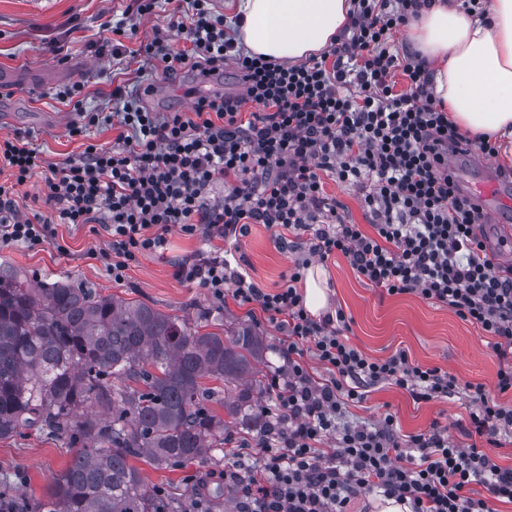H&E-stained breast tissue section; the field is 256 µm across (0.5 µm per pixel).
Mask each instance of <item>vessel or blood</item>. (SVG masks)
<instances>
[{
	"mask_svg": "<svg viewBox=\"0 0 512 512\" xmlns=\"http://www.w3.org/2000/svg\"><path fill=\"white\" fill-rule=\"evenodd\" d=\"M448 168L459 188L479 201L484 218L499 221L512 238V183L502 182L475 151L450 158Z\"/></svg>",
	"mask_w": 512,
	"mask_h": 512,
	"instance_id": "obj_1",
	"label": "vessel or blood"
}]
</instances>
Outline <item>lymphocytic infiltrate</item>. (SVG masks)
Instances as JSON below:
<instances>
[{
    "label": "lymphocytic infiltrate",
    "instance_id": "1",
    "mask_svg": "<svg viewBox=\"0 0 512 512\" xmlns=\"http://www.w3.org/2000/svg\"><path fill=\"white\" fill-rule=\"evenodd\" d=\"M189 4L190 22L171 13L155 26L147 63L168 78L184 69L209 77L230 62L240 93L203 96L190 111L160 116L116 86L119 148L91 144L61 164L22 137H1L9 177L0 181V244H50L57 224H95L108 237L96 258L120 283L139 255L165 249L174 227L209 243L246 236L254 224L273 230L283 246L308 236L307 256L295 259L273 291L228 272L220 256L174 264L180 281L206 288L215 302L229 295L257 306L287 344L283 365L268 378L266 427L239 445L237 463L224 471L237 512H346L373 492L410 512H495L493 501L512 503V469L478 443L512 430V406L470 386L476 440L466 445L449 442L437 424L399 438L390 414L371 426L343 423L347 406L369 387L394 385L419 403L449 397L458 380L403 350L367 357L350 344L343 310L314 316L298 289L311 258L342 254L388 294H418L494 336L495 389L512 392V267H494L480 208L448 172L451 154L493 158L499 147L491 135L462 133L434 97L427 69L394 53L392 33L415 17L416 0H354L339 42L294 65L250 55L207 0ZM175 33L190 49L171 50ZM398 70L409 82L399 94L392 83ZM38 173L51 219L17 210V187ZM328 176L355 189L367 226L351 222L347 206L326 193ZM217 183L226 194L212 204ZM308 355L324 377L311 374ZM330 438L334 448L324 449ZM473 483L483 494H471Z\"/></svg>",
    "mask_w": 512,
    "mask_h": 512
}]
</instances>
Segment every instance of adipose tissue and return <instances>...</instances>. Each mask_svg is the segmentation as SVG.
<instances>
[{"mask_svg": "<svg viewBox=\"0 0 512 512\" xmlns=\"http://www.w3.org/2000/svg\"><path fill=\"white\" fill-rule=\"evenodd\" d=\"M406 38L431 68L448 117L472 135L512 137V0H488L486 18L453 0H417ZM351 0H240L237 37L253 54L296 64L335 42Z\"/></svg>", "mask_w": 512, "mask_h": 512, "instance_id": "obj_1", "label": "adipose tissue"}]
</instances>
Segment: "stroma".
Masks as SVG:
<instances>
[{"label":"stroma","mask_w":512,"mask_h":512,"mask_svg":"<svg viewBox=\"0 0 512 512\" xmlns=\"http://www.w3.org/2000/svg\"><path fill=\"white\" fill-rule=\"evenodd\" d=\"M130 0H0V71L22 79H35L33 88L0 90V109L10 114L8 124H0V137L21 135L54 163L80 158L88 144L112 147L118 128L101 125L86 135L69 136L68 127L78 121L72 106L57 99L63 87L82 83L80 97L86 110L106 114L120 111L113 100L116 85L137 79V63L114 59L112 27L122 20ZM162 96L144 97V105L162 114L189 110L199 96L220 88L225 93L238 91L233 66L207 78L184 70L170 79L154 73ZM59 243L36 248L0 245V264L16 269L30 280L48 283L68 279L129 301L144 302L155 309L191 318L205 310L222 321L225 328L241 323L256 327L266 338L268 350L264 364L282 365L281 335L260 311L250 310L233 298L223 304L211 301L206 289L188 285L173 275V261L197 262L206 259L210 248L201 239L171 229L164 253L140 256L122 283L113 282L104 265L91 258V251L103 248L106 235L94 234L85 226L61 224ZM224 257L234 271H247L264 288L281 285L296 257L307 251L305 241H297L291 251L279 247L272 230L251 225L248 235L226 243ZM332 295V307L342 308L350 321V343L367 356L384 359L396 350H405L412 361L437 367L454 375L460 388L451 397L432 402H415L394 385L371 388L365 399L348 408L349 422L372 423L385 413L397 420L398 435L430 431L433 424L446 426L449 441L464 445L470 426L472 406L466 385H483L494 392L499 361L494 352V337L480 326L460 319L447 307L415 294L390 295L366 279L358 277L343 255L323 264ZM73 454L67 440L48 439L25 430L10 439H0V474L22 470L25 480L19 491L24 497H40L66 468ZM235 460V449L224 446L206 461L177 468H156L139 460L135 466L150 488L165 487L192 502L201 483L211 474L223 473Z\"/></svg>","instance_id":"stroma-1"}]
</instances>
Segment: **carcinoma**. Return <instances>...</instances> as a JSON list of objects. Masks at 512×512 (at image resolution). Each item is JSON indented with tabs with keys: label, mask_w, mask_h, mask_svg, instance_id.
I'll use <instances>...</instances> for the list:
<instances>
[{
	"label": "carcinoma",
	"mask_w": 512,
	"mask_h": 512,
	"mask_svg": "<svg viewBox=\"0 0 512 512\" xmlns=\"http://www.w3.org/2000/svg\"><path fill=\"white\" fill-rule=\"evenodd\" d=\"M210 326L205 313L191 321L68 280L35 286L1 267L0 439L35 430L77 448L14 512H182L131 461L202 462L233 430L265 424L255 404L263 337L246 324L227 337ZM23 479L1 475L0 498L13 499Z\"/></svg>",
	"instance_id": "cac0c4a2"
}]
</instances>
